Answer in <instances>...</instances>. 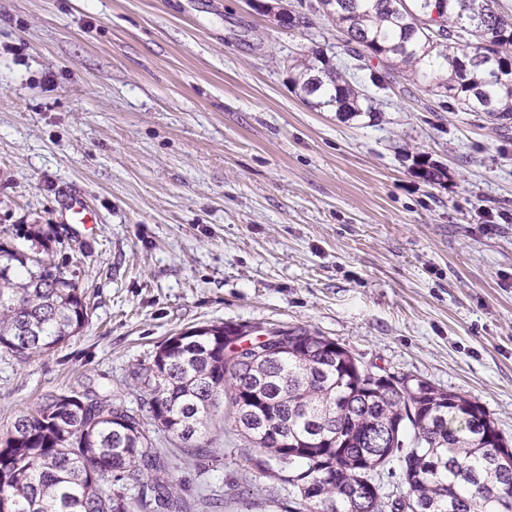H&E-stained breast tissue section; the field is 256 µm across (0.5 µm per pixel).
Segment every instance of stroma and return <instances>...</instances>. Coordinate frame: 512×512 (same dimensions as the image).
Returning a JSON list of instances; mask_svg holds the SVG:
<instances>
[{
	"instance_id": "1",
	"label": "stroma",
	"mask_w": 512,
	"mask_h": 512,
	"mask_svg": "<svg viewBox=\"0 0 512 512\" xmlns=\"http://www.w3.org/2000/svg\"><path fill=\"white\" fill-rule=\"evenodd\" d=\"M314 49L343 59L334 23L250 0H0V230L25 250L48 229L89 308L47 352H0V429L86 389L140 412L135 368L232 323L315 330L477 398L512 440V128L398 85L373 116L316 111L291 82ZM74 185L97 224L62 219ZM208 438L152 434L191 512H280L226 405Z\"/></svg>"
}]
</instances>
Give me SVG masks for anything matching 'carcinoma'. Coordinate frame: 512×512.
<instances>
[{
    "label": "carcinoma",
    "mask_w": 512,
    "mask_h": 512,
    "mask_svg": "<svg viewBox=\"0 0 512 512\" xmlns=\"http://www.w3.org/2000/svg\"><path fill=\"white\" fill-rule=\"evenodd\" d=\"M495 0H299L307 28L322 13L345 35L339 65L319 52L294 67L312 108L377 112L401 77L443 106L512 123V23ZM384 69L372 92L365 58ZM89 312L76 275L0 239V349L20 359L77 335ZM231 324L166 340L133 371L154 426L203 455L211 409L227 398L246 460L292 489L281 512H369L381 471L397 461L421 512H512V443L475 398L416 380L400 388L357 371L354 354L306 327L282 332L277 355L224 362ZM167 455L139 415L93 391L60 394L0 435V512H188ZM139 485L135 495L124 481Z\"/></svg>",
    "instance_id": "obj_1"
}]
</instances>
